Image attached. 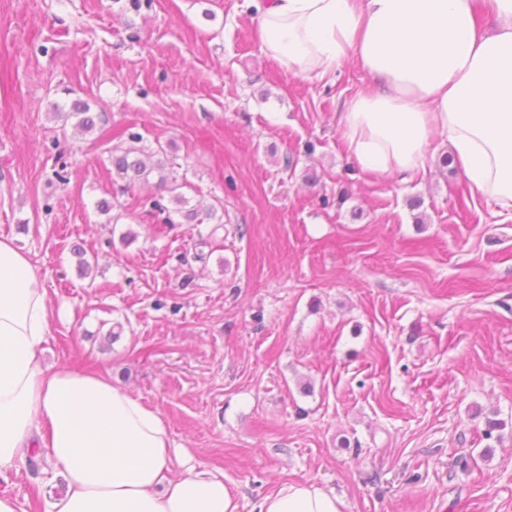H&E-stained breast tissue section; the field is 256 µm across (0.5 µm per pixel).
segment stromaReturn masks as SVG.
I'll return each instance as SVG.
<instances>
[{
    "label": "stroma",
    "instance_id": "35a3bbf8",
    "mask_svg": "<svg viewBox=\"0 0 512 512\" xmlns=\"http://www.w3.org/2000/svg\"><path fill=\"white\" fill-rule=\"evenodd\" d=\"M257 28L244 0H0V237L48 290L45 361L159 410L239 512L288 481L345 512H512V216L444 145L363 171L338 120L367 74L297 75ZM75 101L95 130L55 116ZM127 128L219 227L128 208ZM47 480L0 494L38 512Z\"/></svg>",
    "mask_w": 512,
    "mask_h": 512
}]
</instances>
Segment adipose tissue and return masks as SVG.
Instances as JSON below:
<instances>
[{
    "instance_id": "adipose-tissue-1",
    "label": "adipose tissue",
    "mask_w": 512,
    "mask_h": 512,
    "mask_svg": "<svg viewBox=\"0 0 512 512\" xmlns=\"http://www.w3.org/2000/svg\"><path fill=\"white\" fill-rule=\"evenodd\" d=\"M259 44L296 74L355 61L370 90L343 103L339 133L364 170L425 169L448 144L472 190L512 213V0H246ZM494 15L485 30L481 13ZM48 291L0 237V477L43 448L66 490L41 512H238L221 475L176 473L162 414L106 375L45 363ZM344 501L288 482L254 512H343Z\"/></svg>"
}]
</instances>
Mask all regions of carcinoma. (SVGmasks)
Listing matches in <instances>:
<instances>
[{
	"label": "carcinoma",
	"mask_w": 512,
	"mask_h": 512,
	"mask_svg": "<svg viewBox=\"0 0 512 512\" xmlns=\"http://www.w3.org/2000/svg\"><path fill=\"white\" fill-rule=\"evenodd\" d=\"M72 115L78 118L76 128L82 132H91L95 129L96 116L90 114V107L84 102H75L71 107ZM112 174L123 183L127 191L143 189L151 184V176L158 174L156 189L159 193L146 197L133 198L134 204L142 207H150V211H158L165 215V221L169 224L175 223L173 214L196 224H202L210 220H222L217 212L210 209L201 214L194 208H187L188 199L182 192L186 183L180 182L177 178H170L163 174L164 164L157 162L147 164L142 158V150L130 147L120 153H113Z\"/></svg>",
	"instance_id": "carcinoma-1"
}]
</instances>
